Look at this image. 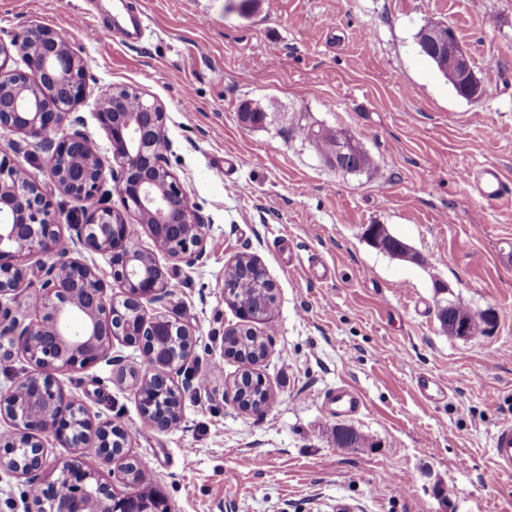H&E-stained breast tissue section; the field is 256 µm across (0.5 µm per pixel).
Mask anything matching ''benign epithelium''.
Instances as JSON below:
<instances>
[{"mask_svg":"<svg viewBox=\"0 0 512 512\" xmlns=\"http://www.w3.org/2000/svg\"><path fill=\"white\" fill-rule=\"evenodd\" d=\"M442 26L433 49L437 68L469 69L471 64L456 37ZM32 56L30 72L9 67L12 52ZM87 63L70 40L48 27H36L10 43L0 41V127L17 131L44 145V163L59 193L78 202L100 201L92 209L79 207L61 224L53 200L39 183L0 157V297L34 289L29 303L30 322L8 318L0 305V356L12 358L5 343L19 337L23 354H36L42 376L28 375L9 389H0V415L22 429L19 447L27 449V467L0 456V466L14 467L36 476L46 465L42 436L54 438L71 449L69 459L55 464L60 488L48 498L36 482L38 500L51 512H167L159 493L141 496L100 481L79 465L84 442L77 437L71 412L76 401L56 378L78 367L112 361L114 342L137 348L145 370L135 388L139 406L145 390L158 395L175 393V412L162 406L143 414L145 423L166 432L181 415L185 387L175 375L184 369L194 348V328L170 317L163 306L170 295L171 265L193 266L206 254V224L191 207L178 177L165 163L172 151L165 130V112L155 101L139 96L135 111H116V100L133 96L126 87H114L98 103L97 117L108 134L113 164L107 165L84 133L63 130L70 111L86 95ZM113 181L122 209L102 201L103 186ZM134 211L148 230L154 250L140 252L133 246L134 233L122 211ZM80 243L108 255L103 272L71 257ZM163 256L167 263L159 261ZM52 256L55 261L36 265L38 281L28 279L26 262ZM224 271L243 276L258 274L271 282L262 260L238 256ZM120 292L108 293L112 283ZM158 304L151 316L146 306ZM178 336L182 346L166 365L151 362L154 352L148 336ZM87 428L95 435V447L112 465L117 478L125 474L133 457L128 453V430L119 423L94 422L81 410Z\"/></svg>","mask_w":512,"mask_h":512,"instance_id":"7a95c632","label":"benign epithelium"}]
</instances>
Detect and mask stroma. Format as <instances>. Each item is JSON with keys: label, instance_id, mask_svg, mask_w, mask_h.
<instances>
[{"label": "stroma", "instance_id": "35a3bbf8", "mask_svg": "<svg viewBox=\"0 0 512 512\" xmlns=\"http://www.w3.org/2000/svg\"><path fill=\"white\" fill-rule=\"evenodd\" d=\"M137 40L91 37L125 6ZM451 27L486 93L466 99L420 51L419 29ZM44 26L87 62L73 111L111 159L96 102L115 86L157 101L173 147L169 169L207 226L206 255L173 268L168 313L195 330L187 365L209 383L187 391L170 431L148 427L131 372L134 348L60 376L98 421L129 431V453L170 512H512L490 432L512 423V204L486 205L464 172L499 166L512 182V0H0V40ZM268 111L243 126V103ZM346 131L374 168H336L296 133ZM0 150L58 194L32 140L0 128ZM236 179L237 188L226 185ZM386 225L420 256L389 257L365 229ZM256 255L276 285L274 330L258 370L274 398L264 414L229 397L241 370L222 348L239 322L224 267ZM473 311L485 335L455 339L436 318V282ZM444 395L425 400L422 377ZM356 390L354 414L329 394ZM366 436L337 446L334 427Z\"/></svg>", "mask_w": 512, "mask_h": 512}]
</instances>
